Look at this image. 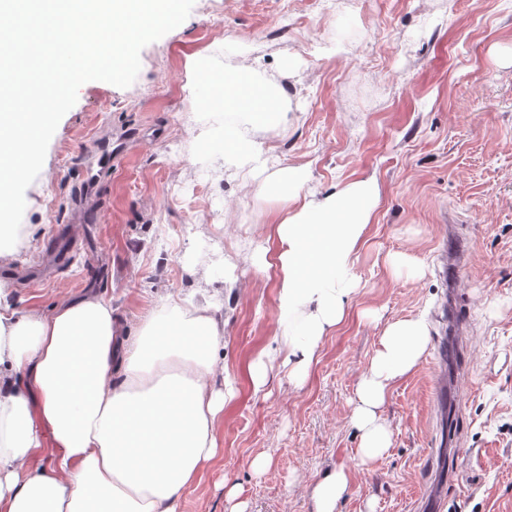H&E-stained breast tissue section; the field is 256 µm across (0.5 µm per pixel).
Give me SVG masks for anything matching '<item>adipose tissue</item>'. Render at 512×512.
I'll list each match as a JSON object with an SVG mask.
<instances>
[{"label":"adipose tissue","instance_id":"1","mask_svg":"<svg viewBox=\"0 0 512 512\" xmlns=\"http://www.w3.org/2000/svg\"><path fill=\"white\" fill-rule=\"evenodd\" d=\"M224 161L245 181L265 174L292 205L272 223L276 253L251 257L280 272L277 347L251 376L262 387L279 365L302 385L358 288L353 260L375 220L377 184L360 179L316 196L304 189V168L272 169L262 146L237 132ZM6 298L0 281V512H179L183 493L223 451L224 408L236 397L232 383L214 385L224 323L211 303L190 309L167 299L129 337L111 302L90 290L24 316ZM429 342L425 316L385 324L350 416L361 465L390 448L388 394ZM144 413L152 452L135 468L132 431ZM350 489L347 471H329L311 489L314 512H336Z\"/></svg>","mask_w":512,"mask_h":512}]
</instances>
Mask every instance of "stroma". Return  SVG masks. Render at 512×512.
<instances>
[{
    "label": "stroma",
    "mask_w": 512,
    "mask_h": 512,
    "mask_svg": "<svg viewBox=\"0 0 512 512\" xmlns=\"http://www.w3.org/2000/svg\"><path fill=\"white\" fill-rule=\"evenodd\" d=\"M285 92L287 131L202 106L192 73L241 58ZM134 83L83 84L61 119L0 281L18 313L47 312L87 289L111 301L127 332L167 295L191 298L209 271L221 298L224 451L185 491L180 512H226L238 488L248 512H312L309 485L337 467L352 488L337 512H512V0H195L188 18L146 45ZM231 124L325 193L375 179L380 201L355 256L348 315L320 345L302 386L250 366L273 347L275 269L247 263L281 208L264 178L242 190L221 143L199 132ZM471 246L444 285L436 242L445 225ZM423 262L424 277L387 259ZM453 291L470 323L454 411L433 393L431 362ZM425 315L432 341L389 393L387 453L359 465L349 418L385 322ZM456 446H449V433ZM269 467L255 472L258 456ZM454 469L452 482L439 473Z\"/></svg>",
    "instance_id": "1"
}]
</instances>
